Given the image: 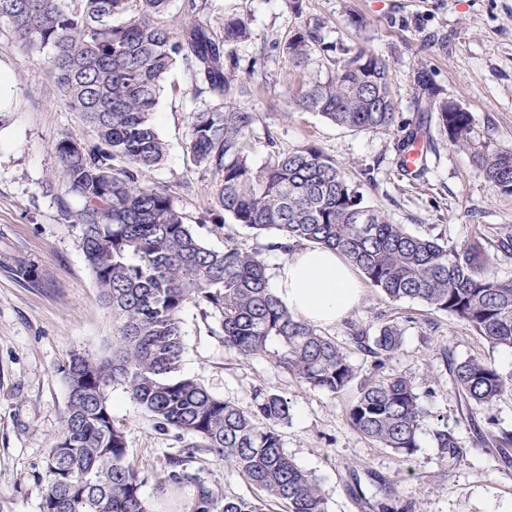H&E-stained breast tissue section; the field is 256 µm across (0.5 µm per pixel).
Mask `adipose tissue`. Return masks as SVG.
<instances>
[{"instance_id":"1","label":"adipose tissue","mask_w":512,"mask_h":512,"mask_svg":"<svg viewBox=\"0 0 512 512\" xmlns=\"http://www.w3.org/2000/svg\"><path fill=\"white\" fill-rule=\"evenodd\" d=\"M273 283L289 309L322 325L343 319L362 292L356 271L340 254L312 247L278 263Z\"/></svg>"}]
</instances>
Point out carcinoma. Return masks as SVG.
<instances>
[{
  "label": "carcinoma",
  "instance_id": "cac0c4a2",
  "mask_svg": "<svg viewBox=\"0 0 512 512\" xmlns=\"http://www.w3.org/2000/svg\"><path fill=\"white\" fill-rule=\"evenodd\" d=\"M169 4L0 0V30L23 53L44 57L54 94L94 132L86 142L66 136L55 144L54 178L81 202L75 210L62 205V215L82 226L84 260L112 317L106 350L76 351L63 369L68 400L44 458L41 512H158L157 501L143 494L141 468L128 459L126 431L112 416L110 394L118 387L182 443L156 486L165 495L193 485L187 512H328L318 476L284 449L279 428L291 418L284 396L259 388L243 409L183 373V310L204 307L237 359L267 358L307 388L332 395L357 377L353 351L379 367L400 350L405 328L378 313L369 322H347L348 341L339 343L281 301L260 252L211 249L185 224L174 196L152 179L167 154L155 126L166 74L180 62L195 91L220 100L193 112L186 153L212 176L217 209L258 235L276 231L283 254L302 245L334 250L382 298L451 314L492 348L512 349V281L489 274L491 255L479 240L458 248L393 223L315 146L283 152L271 137L268 160L254 165L246 145L257 114L236 104L248 88L229 49L249 38L247 20L224 19L219 35L208 0H188L177 25L166 20ZM323 29L319 20L308 23L283 47L289 67L306 75L296 106L359 132H390L398 103L387 61L329 44ZM417 83V111L437 112L449 143L512 195V147L477 141L470 113L434 99L424 75ZM423 137L419 116L401 150H424ZM451 370L459 394L477 408L512 393V374L483 357ZM426 417L411 381L395 374L364 378L345 411L354 431L406 458L420 448ZM486 439L500 457L512 456V433L490 431ZM200 455L237 473L254 497L223 495L191 472ZM374 482L382 497L367 508L398 512L391 484Z\"/></svg>",
  "mask_w": 512,
  "mask_h": 512
}]
</instances>
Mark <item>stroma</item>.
Wrapping results in <instances>:
<instances>
[{"instance_id":"35a3bbf8","label":"stroma","mask_w":512,"mask_h":512,"mask_svg":"<svg viewBox=\"0 0 512 512\" xmlns=\"http://www.w3.org/2000/svg\"><path fill=\"white\" fill-rule=\"evenodd\" d=\"M209 3L212 26L222 27L233 15L249 23V38L233 50L255 87L238 100L258 115L247 140L255 164L267 160L272 138L284 151L314 145L360 183L368 205L410 233L439 235L460 246L476 236L490 242L499 232H512V195L492 187L470 153L451 146L438 123L428 128L435 149L423 175L410 172L397 149L416 117L421 74L439 98L460 102L470 112L481 138L512 146V0H302L298 14L285 0ZM353 15L364 20V28L350 24ZM316 19L324 22L327 41L365 47L388 61L398 101L392 132H358L295 106L298 77L281 47L298 27ZM163 85L155 123L168 154L155 182L171 190L185 223L208 247L256 250L275 268L283 258L270 247L276 233L254 235L219 212L208 190L210 174L186 154L192 113L214 104V97L195 93L180 64ZM66 135L89 140L93 132L53 99L43 58L25 56L0 34V512H40L47 493L43 460L67 401L62 369L71 351L100 349L112 332L83 258L82 229L62 216V205L75 209L79 201L51 181L54 145ZM9 254L31 261L32 282L13 274L3 261ZM380 312L407 328L401 350L385 362L383 373L410 379L431 412L420 447L408 458L350 428L345 410L355 388L336 395L311 391L269 360L236 359L225 351L217 323L193 304L182 315V368L245 409L260 388L287 398L291 420L282 429L284 448L319 476L329 512H361L350 491L353 471L363 480L374 474L390 480L411 512H512V461H501L474 429L481 423L512 433V395L472 414L449 370L450 363L478 355L512 373V350L489 348L448 313L415 300L390 303L370 287L363 288L347 321L366 322ZM347 321L324 331L345 342ZM111 403L126 431L128 458L144 472L143 492L155 497L154 475L180 444L122 390L112 392ZM437 429L449 431L455 448L437 447Z\"/></svg>"}]
</instances>
